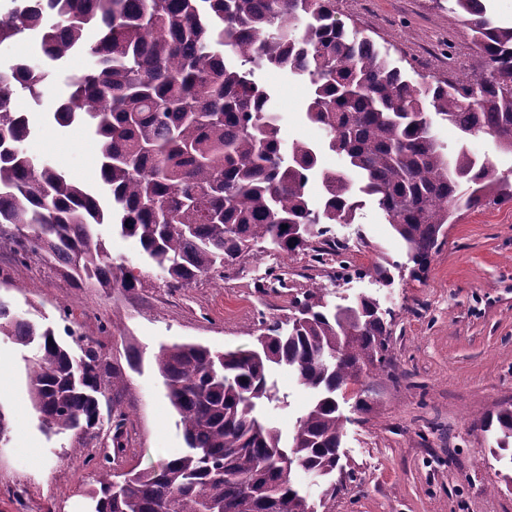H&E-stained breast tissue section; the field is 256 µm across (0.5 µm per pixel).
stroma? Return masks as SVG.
I'll return each mask as SVG.
<instances>
[{
    "mask_svg": "<svg viewBox=\"0 0 512 512\" xmlns=\"http://www.w3.org/2000/svg\"><path fill=\"white\" fill-rule=\"evenodd\" d=\"M451 7L450 0H336L338 18L389 48L396 65L438 79L449 76V54L468 50ZM258 79L275 95L282 143L304 140L320 147V169L341 167L342 158L322 147L324 131L304 116V82L273 68ZM24 108L32 126L26 155L97 188L98 139L88 126L47 123L44 102L28 101ZM12 232V225L0 226L7 239L0 246V300L56 335L69 326L98 338L107 368L127 379L124 389L101 400L105 408L119 403L128 416L129 450L119 468H148L184 446L179 417L153 367L159 346L250 347L262 318H286L295 297L318 286L333 304L365 295L394 313L392 376L367 381L370 413L356 411L351 399L341 404L346 477L328 512H512V485L503 482L506 469L481 426L512 403V202L462 214L423 277L405 271L388 284L366 274V267L379 255L401 264L407 258L367 197L353 223L333 227L336 238L349 242L358 275L302 255L257 250L231 270L169 288L144 266L137 243L105 224L100 232L107 249L139 268L141 282L130 290L81 288L39 255L20 258L8 242ZM274 271L287 274L290 289L262 288ZM135 350L141 365L134 370L129 357ZM33 354L0 337V410L11 426L9 443L0 448V512H89L85 492L96 474L85 457L111 454L112 430L103 426L82 454L74 432H45L27 389ZM270 377L289 405L268 409L266 420L291 431L310 394L288 369H272Z\"/></svg>",
    "mask_w": 512,
    "mask_h": 512,
    "instance_id": "1",
    "label": "stroma"
}]
</instances>
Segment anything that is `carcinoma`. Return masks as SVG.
<instances>
[{"mask_svg": "<svg viewBox=\"0 0 512 512\" xmlns=\"http://www.w3.org/2000/svg\"><path fill=\"white\" fill-rule=\"evenodd\" d=\"M0 15V44L37 40L43 66L20 58L0 69V224H11L18 250L40 253L79 284L132 289L140 278L106 249L97 227L110 224L137 240L169 288L229 269L252 248L303 253L323 264L341 252L330 225L349 224L360 191L373 197L405 244L412 274L427 271L462 212L512 202V177L466 145L448 151L433 132L439 118L465 139L485 134L512 151V25H498L489 0H452L477 75L412 82L388 49L349 33L336 0H13ZM73 52L90 66L67 82L52 106L60 126L80 119L98 138L100 179L112 208L49 163L22 149L29 119L18 91L37 102L47 68ZM276 68L307 80V119L324 129L345 168L322 173L323 203L307 186L317 150L283 146L279 117L256 79ZM388 260L370 272L393 280ZM284 323L261 321L251 349L217 352L194 343L162 346L154 365L179 416L186 448L116 480L124 453V411L107 410L114 456L95 463L91 512H318L336 496L331 481L310 501L288 467L311 475L340 470L346 418L339 398L362 371L391 365L392 320L371 297L330 307L313 286L293 301ZM0 336L34 346L27 384L48 432H75L84 444L100 433V398L125 385L103 366L100 345L79 335L81 351L49 328L0 302ZM292 370L312 393L293 434L269 425L261 410L289 406L268 379L271 366ZM498 433L494 456L512 464V406L484 418Z\"/></svg>", "mask_w": 512, "mask_h": 512, "instance_id": "1", "label": "carcinoma"}]
</instances>
